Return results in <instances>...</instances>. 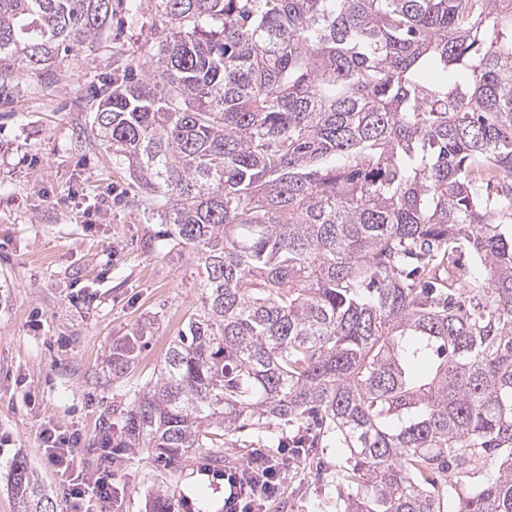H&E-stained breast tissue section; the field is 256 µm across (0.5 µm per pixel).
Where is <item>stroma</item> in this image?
Masks as SVG:
<instances>
[{"mask_svg": "<svg viewBox=\"0 0 512 512\" xmlns=\"http://www.w3.org/2000/svg\"><path fill=\"white\" fill-rule=\"evenodd\" d=\"M156 26L153 0H140L137 12H120L116 36L92 59L66 62L50 82L21 75L18 98L0 107V512H17L7 478L21 457L49 485L56 512H68L43 464L42 429L77 435L84 471L111 467L103 431L201 309L190 254L159 238V217L91 131L89 86L117 63L145 65L157 52ZM144 323L146 346L113 375V345ZM124 456L109 512H151L166 490L177 512H224V482L204 452L171 467L138 449ZM317 456L319 480L283 455V480L265 512H336L347 451L329 442Z\"/></svg>", "mask_w": 512, "mask_h": 512, "instance_id": "1", "label": "stroma"}]
</instances>
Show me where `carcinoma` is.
I'll list each match as a JSON object with an SVG mask.
<instances>
[{
	"label": "carcinoma",
	"instance_id": "cac0c4a2",
	"mask_svg": "<svg viewBox=\"0 0 512 512\" xmlns=\"http://www.w3.org/2000/svg\"><path fill=\"white\" fill-rule=\"evenodd\" d=\"M120 2L0 0V106ZM155 6L151 72L114 67L92 126L202 309L103 443L222 463L294 425L302 457L348 449L340 512H512V0ZM11 490L54 512L23 459ZM248 440L252 442L250 447L240 443L236 437H231L226 447H224V456L233 460L237 467L244 465L254 453L263 451L262 445H264L265 442L257 433L252 435Z\"/></svg>",
	"mask_w": 512,
	"mask_h": 512
}]
</instances>
